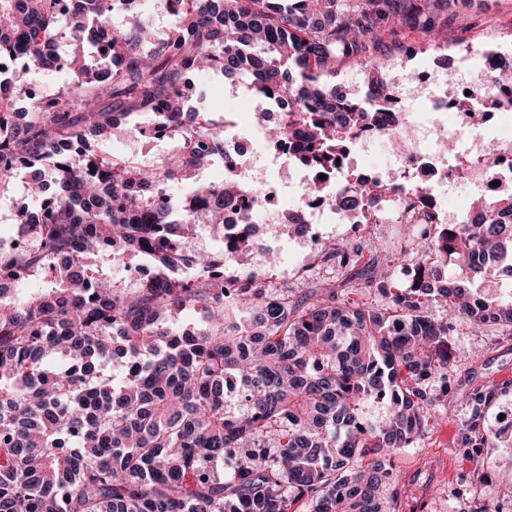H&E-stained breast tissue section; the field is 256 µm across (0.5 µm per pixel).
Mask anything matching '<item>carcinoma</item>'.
Returning <instances> with one entry per match:
<instances>
[{"label":"carcinoma","instance_id":"obj_1","mask_svg":"<svg viewBox=\"0 0 512 512\" xmlns=\"http://www.w3.org/2000/svg\"><path fill=\"white\" fill-rule=\"evenodd\" d=\"M0 0V55L18 54L33 70L58 64L69 43L73 88L17 112L18 82L0 86V186L14 166L28 170L27 192L49 181L45 215L21 211L20 230L36 226L40 248L0 253V281L28 278L64 257L51 287L33 294L0 288V512H382L378 492L387 460L423 435L438 395L425 382L448 372L449 330L458 323L512 328V296H487L477 275L512 276V186L473 207L465 224L409 232L364 259L350 239L327 240L318 266L334 262L339 286L297 296L271 291L260 274L219 280L215 254L176 258L172 232L195 224L218 234L232 225L228 266L253 256L248 214L263 196L259 181L200 182L205 163L226 160L223 130L183 101L188 79L207 70L249 78L250 97L287 103L261 124L279 152L325 175L310 187L344 214L364 204L360 180L337 185V159L399 112L391 82L373 52L382 36L407 33L440 43L448 8L476 0H164L175 6L167 36L141 17V0ZM95 25H84L87 19ZM121 66L105 75L98 46ZM348 63L365 76V93L341 94L331 79ZM512 66L491 109L512 112ZM272 95H267V92ZM157 120L153 134L176 141L169 161L140 167L97 153L136 121ZM53 159L46 168L43 161ZM172 181H190L179 203L156 202ZM424 199L400 177L373 190ZM291 234L304 207L287 212ZM84 255L98 269L72 261ZM130 255L149 261L155 280L122 288L107 267ZM410 279L398 287L396 271ZM373 291L382 307L355 298ZM453 312L437 321L430 308ZM120 360L118 378L104 364ZM502 388L460 392L469 410L462 437L494 448L501 430L487 412ZM389 400L377 422L365 405ZM233 449V472L218 466Z\"/></svg>","mask_w":512,"mask_h":512}]
</instances>
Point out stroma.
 <instances>
[{"instance_id":"stroma-1","label":"stroma","mask_w":512,"mask_h":512,"mask_svg":"<svg viewBox=\"0 0 512 512\" xmlns=\"http://www.w3.org/2000/svg\"><path fill=\"white\" fill-rule=\"evenodd\" d=\"M449 51L438 57L434 46L418 40L416 54L404 55L400 41L385 37L377 52L378 61L392 80L422 69L444 65L451 79L471 77L472 67L488 53L512 55V0H488L474 9L455 8L448 12V32L443 37ZM193 102L214 121L230 119L234 131L250 136L253 116L247 106L243 82L231 89L217 84L203 73L193 79ZM167 142L154 139L149 148H131L128 139L106 140L99 152L137 165L159 166L167 157ZM288 236H280L274 249L278 256L275 289L288 288L302 293L311 283L333 281L335 273L327 267L313 268L307 275L296 272L297 260L288 248ZM448 380H433V390L448 386L451 394L431 410L423 437L412 447L401 449L391 460L392 475L381 488L385 512H512V428L503 427L496 447L472 454L461 444V422L466 409L452 391L458 385L476 387L499 384L512 379V330L485 324L476 328L457 325L448 338ZM429 448L447 452L449 470L430 476L422 472L421 454Z\"/></svg>"}]
</instances>
